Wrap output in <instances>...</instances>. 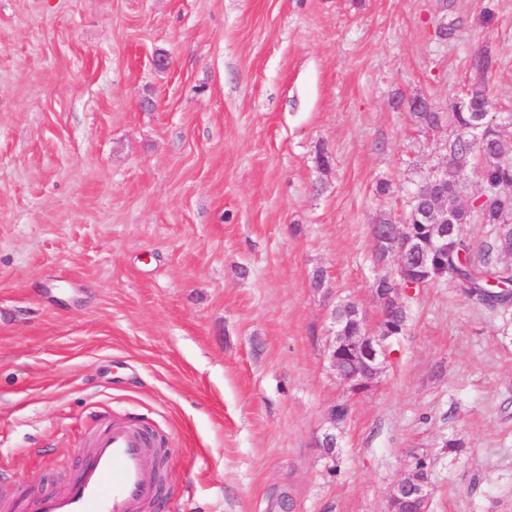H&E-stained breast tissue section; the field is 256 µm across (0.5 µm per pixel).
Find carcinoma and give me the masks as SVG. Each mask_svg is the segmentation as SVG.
Wrapping results in <instances>:
<instances>
[{"label":"carcinoma","mask_w":512,"mask_h":512,"mask_svg":"<svg viewBox=\"0 0 512 512\" xmlns=\"http://www.w3.org/2000/svg\"><path fill=\"white\" fill-rule=\"evenodd\" d=\"M489 112H476L466 105L448 113L431 108L416 112L418 121L433 129L448 127V159L453 171L448 180L440 182L431 191L412 194L410 209L405 219L407 237L429 243L435 233L438 221L443 218L441 197L455 200L460 194V184L454 172L468 165L474 157L482 160L480 171L486 199L473 211L458 208L448 215V224H468L474 218L488 224L495 230L503 225L512 226V138L502 136L498 127L488 119ZM503 253L502 242L498 236L485 243L479 250H473L461 233L448 229L447 249L433 259H427L429 277L417 279L420 287L425 288L436 283H451L463 295L490 309L512 308V265L500 261ZM407 284L401 278L387 279L382 275L374 280L373 291L377 298L383 299L393 288H405ZM384 319L378 325V331H392L403 335L407 325V309L399 307L390 312L383 311ZM336 316L341 319L342 327L348 336H359L363 332L362 318L356 314V307L346 303L336 307ZM340 362L346 375L353 376L363 369L359 357L348 351L339 353ZM434 458L428 454L414 455L411 470L416 478L427 481Z\"/></svg>","instance_id":"obj_1"}]
</instances>
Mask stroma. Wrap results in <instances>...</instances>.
<instances>
[{"label":"stroma","mask_w":512,"mask_h":512,"mask_svg":"<svg viewBox=\"0 0 512 512\" xmlns=\"http://www.w3.org/2000/svg\"><path fill=\"white\" fill-rule=\"evenodd\" d=\"M481 82L511 138L512 0H0V487H63L136 416L151 512H387L422 452L429 512H512L511 310L415 290L362 395L323 357L336 303L377 326L374 225L448 164L395 101ZM336 421L328 418V426L315 437V447L321 451L324 458L331 459L336 455V424L341 425L347 419L350 406L344 402H337L330 409Z\"/></svg>","instance_id":"1"}]
</instances>
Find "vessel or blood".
Here are the masks:
<instances>
[{"label":"vessel or blood","mask_w":512,"mask_h":512,"mask_svg":"<svg viewBox=\"0 0 512 512\" xmlns=\"http://www.w3.org/2000/svg\"><path fill=\"white\" fill-rule=\"evenodd\" d=\"M157 455L142 420L113 421L92 438L76 480L38 497L32 512H148L159 494Z\"/></svg>","instance_id":"obj_1"}]
</instances>
